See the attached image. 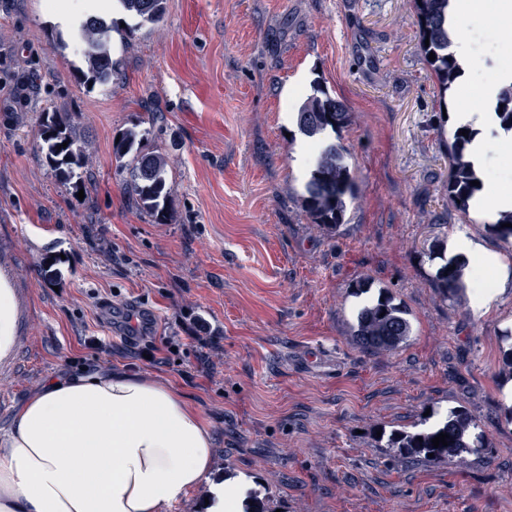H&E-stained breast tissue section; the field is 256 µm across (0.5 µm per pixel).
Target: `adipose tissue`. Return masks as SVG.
I'll list each match as a JSON object with an SVG mask.
<instances>
[{
	"label": "adipose tissue",
	"instance_id": "ef3b65f1",
	"mask_svg": "<svg viewBox=\"0 0 512 512\" xmlns=\"http://www.w3.org/2000/svg\"><path fill=\"white\" fill-rule=\"evenodd\" d=\"M482 13L480 0H450L453 51L467 77L482 55L470 39ZM510 84L512 65L497 63L453 117L473 133L467 153L482 186L470 208L484 224L512 211L504 187L512 171L489 167L490 152L512 151V134L490 109ZM448 254L468 261L472 310L487 309L503 291V280L483 279L501 270L499 256L464 231L449 241ZM212 443L199 413L169 385L121 370L53 379L22 405L6 435L0 512H164L207 480Z\"/></svg>",
	"mask_w": 512,
	"mask_h": 512
}]
</instances>
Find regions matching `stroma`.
<instances>
[{"label":"stroma","instance_id":"1","mask_svg":"<svg viewBox=\"0 0 512 512\" xmlns=\"http://www.w3.org/2000/svg\"><path fill=\"white\" fill-rule=\"evenodd\" d=\"M112 61L111 86L80 85L82 58L43 0H0V281L15 299L0 438L47 381L120 368L169 383L212 434L208 482L168 512H209L211 483L228 479L252 512H512V238L448 203L442 107L474 88L440 97L410 0H167ZM317 82L351 115L325 134L357 188L333 230L300 206L288 117ZM54 108L76 117L82 184L45 162L40 114ZM132 127L167 158L166 223L136 208L112 155ZM464 228L507 267L480 315L466 291L431 286V252ZM382 288L412 334L367 353L353 327ZM128 307L156 337L205 318L209 373L190 345L167 366L124 354ZM452 409L486 434L481 454L387 451L393 430Z\"/></svg>","mask_w":512,"mask_h":512}]
</instances>
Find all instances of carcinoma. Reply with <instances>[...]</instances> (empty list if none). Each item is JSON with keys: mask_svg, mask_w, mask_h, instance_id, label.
<instances>
[{"mask_svg": "<svg viewBox=\"0 0 512 512\" xmlns=\"http://www.w3.org/2000/svg\"><path fill=\"white\" fill-rule=\"evenodd\" d=\"M123 11L140 22H157L165 14L166 0H116ZM416 17L421 54L440 92L445 99L452 91L462 70L450 51L448 34L449 0H411ZM112 24L103 17L89 15L73 26L74 41L82 54L84 68L81 76L86 83L107 85L112 82L111 54ZM435 54L429 60V54ZM495 112L501 124L512 130V84L501 89ZM350 115L343 105L321 86L303 99L297 112L299 130L307 137L316 138L317 156L314 168L301 199V207L315 224L334 229L343 223L347 200L355 198V182L344 162L341 145L323 139L326 131L334 133L343 128ZM41 136L47 145L45 158L64 180L82 179L76 173L80 167L77 137L70 113L57 109L40 115ZM457 128L448 143V204L464 213L478 187L470 185L477 179L472 164L467 160V144L471 136L461 135ZM146 133L130 128L119 141L113 142L112 153L120 170L127 173L125 189L135 197L143 212L158 223L167 221L172 194L167 184V162L158 152H146L142 141ZM67 147H62V143ZM463 263L450 261L442 264L431 279L432 286L443 297L457 292L461 286ZM412 333L408 310L388 294L364 306L358 313L354 336L366 351L393 350L405 344ZM477 425L467 412L453 409L436 425L421 429H397L388 437L389 452L412 461L429 462L451 460L463 452L480 453L489 446L485 434L475 431ZM445 433L448 445L434 447L432 439ZM433 457H428V454Z\"/></svg>", "mask_w": 512, "mask_h": 512, "instance_id": "cac0c4a2", "label": "carcinoma"}]
</instances>
